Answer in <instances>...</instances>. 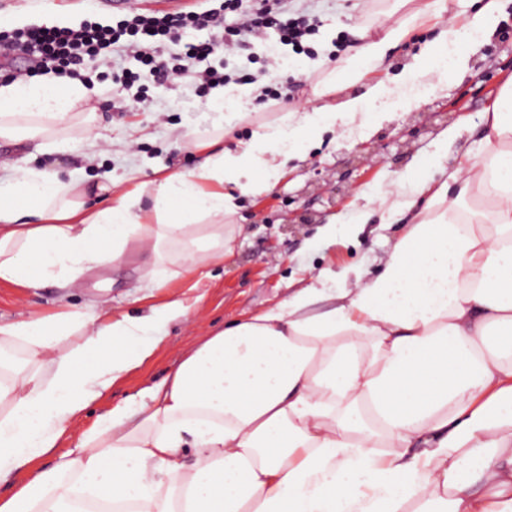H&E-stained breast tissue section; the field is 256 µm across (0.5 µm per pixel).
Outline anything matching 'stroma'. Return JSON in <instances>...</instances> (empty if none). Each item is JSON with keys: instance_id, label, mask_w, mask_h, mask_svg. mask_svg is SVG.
<instances>
[{"instance_id": "1", "label": "stroma", "mask_w": 512, "mask_h": 512, "mask_svg": "<svg viewBox=\"0 0 512 512\" xmlns=\"http://www.w3.org/2000/svg\"><path fill=\"white\" fill-rule=\"evenodd\" d=\"M428 0H291L292 14L317 17L320 26L304 40L306 50L296 53L281 44L274 30L247 35L235 53L213 55V67L248 64L260 74V84L235 83L241 100L220 108L218 88L198 96L192 78H175L150 86L144 109L133 110V97L114 90L111 72L137 69V62L114 50L109 65L87 63L84 73L91 92L89 105L96 115L92 126L72 120L41 144L0 140V178L26 169L58 173L62 180H77L86 191L113 179L130 188L132 181H148L175 171L193 169L202 159L194 140L207 139L224 130L225 146L247 140L261 125H278L286 111L315 106L313 88L326 70L340 69L367 39L391 24L405 23L409 32L388 53L384 64L362 72L349 90L361 94L376 83H391L434 39L445 18L466 23L474 14L475 0H446L445 17L432 16L412 25L414 12ZM499 23L493 35L468 50L467 66L448 85L421 93L416 106L392 108L380 125L356 127L343 138L333 132L308 151L305 161L288 167L273 187L241 197L234 215L227 217L230 252L223 263L209 266L159 265L162 287H146L142 263L124 266L111 274L107 298L113 317L133 315L173 299L192 306L193 323H168L160 330L159 344L151 357L124 373L101 400L94 402L80 420L79 429L92 427L98 417L172 373L202 340L205 331L223 329L226 322L256 315L286 300L310 283L318 272H327L331 287H341L345 273L363 268L378 273L391 246L408 230L405 221L376 223L382 206L380 193L416 176L437 185L440 169L457 168L465 157L486 154L483 114L495 102L503 84L512 78V0H500ZM161 14L146 0H128L126 9L94 7L86 0H0V28L29 25L79 27L90 21L115 23L126 10ZM326 57L325 70L301 72V64ZM288 88L287 96L262 100L260 85ZM460 130L448 141V154L440 163L430 157L443 131ZM368 212L372 221L355 218ZM332 233H324L325 224ZM99 293L93 283L62 290L54 286L21 288L0 283V322L23 313L50 316L94 301Z\"/></svg>"}]
</instances>
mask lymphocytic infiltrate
Returning a JSON list of instances; mask_svg holds the SVG:
<instances>
[{"mask_svg":"<svg viewBox=\"0 0 512 512\" xmlns=\"http://www.w3.org/2000/svg\"><path fill=\"white\" fill-rule=\"evenodd\" d=\"M228 13L246 15L244 27L215 31L216 13L167 12L160 16L131 13L112 25L86 23L79 28L30 27L0 31V49H21L37 70L77 78L86 61L108 60L113 48L123 47L140 63L137 71L122 70L112 75L117 88L137 82H163L194 73L198 89L231 81L255 82L241 69L229 75L209 67L207 61L219 49H233L242 33L273 29L280 41L301 47L305 36L314 34L319 22L312 17L288 15V0H224ZM210 30L205 40L185 39L186 30Z\"/></svg>","mask_w":512,"mask_h":512,"instance_id":"1","label":"lymphocytic infiltrate"}]
</instances>
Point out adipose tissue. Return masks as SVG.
<instances>
[{
  "label": "adipose tissue",
  "instance_id": "1",
  "mask_svg": "<svg viewBox=\"0 0 512 512\" xmlns=\"http://www.w3.org/2000/svg\"><path fill=\"white\" fill-rule=\"evenodd\" d=\"M497 2L446 25L393 85L346 97L330 75L314 88L321 105L232 148L199 142L205 158L189 172L125 191L100 184L104 207H87L79 182L16 175L0 190V281L79 288L145 255L223 261L236 196L270 188L320 131L415 105L421 78L447 85L466 65L463 47L495 30ZM406 34L389 27L346 72L381 66ZM85 99L63 77L0 85V140L46 137ZM484 120L482 159L436 190L413 179L384 192L388 215L414 218L377 275L356 271L340 288L317 275L205 336L171 375L0 497V512H512V79ZM475 191L486 209L466 208ZM190 313L176 299L116 318L102 299L0 324V481L50 453L153 354L162 323Z\"/></svg>",
  "mask_w": 512,
  "mask_h": 512
}]
</instances>
